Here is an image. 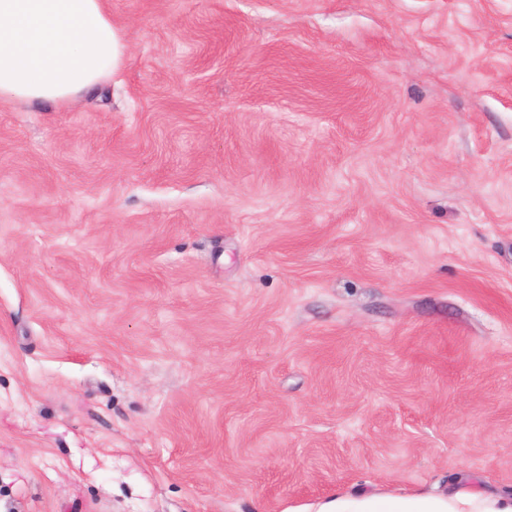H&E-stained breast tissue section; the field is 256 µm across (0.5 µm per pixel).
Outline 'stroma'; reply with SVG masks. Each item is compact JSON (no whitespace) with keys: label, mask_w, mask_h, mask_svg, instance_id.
<instances>
[{"label":"stroma","mask_w":512,"mask_h":512,"mask_svg":"<svg viewBox=\"0 0 512 512\" xmlns=\"http://www.w3.org/2000/svg\"><path fill=\"white\" fill-rule=\"evenodd\" d=\"M0 99V512L512 492V0H108ZM125 52L105 0H0V98L67 106Z\"/></svg>","instance_id":"stroma-1"}]
</instances>
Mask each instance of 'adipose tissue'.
Segmentation results:
<instances>
[{
	"mask_svg": "<svg viewBox=\"0 0 512 512\" xmlns=\"http://www.w3.org/2000/svg\"><path fill=\"white\" fill-rule=\"evenodd\" d=\"M125 52L105 0H0V98L68 105L116 70ZM318 512H512V494L359 493Z\"/></svg>",
	"mask_w": 512,
	"mask_h": 512,
	"instance_id": "adipose-tissue-1",
	"label": "adipose tissue"
}]
</instances>
